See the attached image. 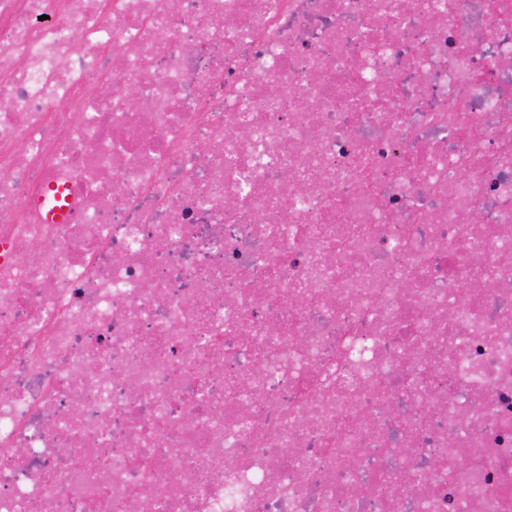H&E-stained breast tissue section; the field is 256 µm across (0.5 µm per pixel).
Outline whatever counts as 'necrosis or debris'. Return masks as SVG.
<instances>
[{
    "instance_id": "obj_1",
    "label": "necrosis or debris",
    "mask_w": 512,
    "mask_h": 512,
    "mask_svg": "<svg viewBox=\"0 0 512 512\" xmlns=\"http://www.w3.org/2000/svg\"><path fill=\"white\" fill-rule=\"evenodd\" d=\"M142 485L512 512V0H0V512Z\"/></svg>"
}]
</instances>
